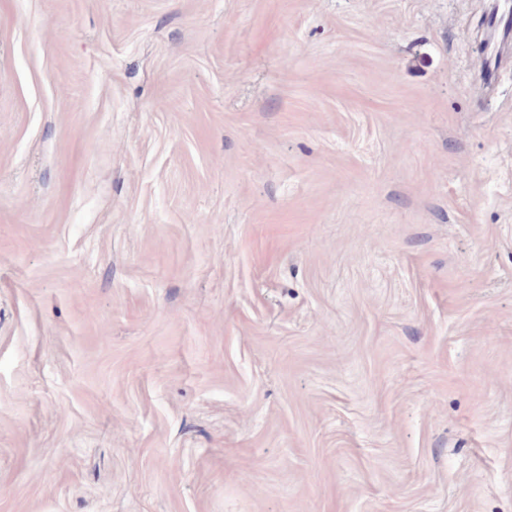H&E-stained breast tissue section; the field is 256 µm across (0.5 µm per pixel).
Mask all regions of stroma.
I'll return each instance as SVG.
<instances>
[{"mask_svg": "<svg viewBox=\"0 0 512 512\" xmlns=\"http://www.w3.org/2000/svg\"><path fill=\"white\" fill-rule=\"evenodd\" d=\"M489 5L0 0V512H512Z\"/></svg>", "mask_w": 512, "mask_h": 512, "instance_id": "obj_1", "label": "stroma"}]
</instances>
